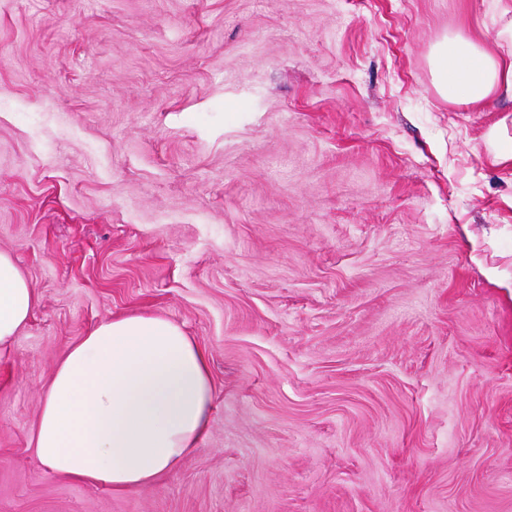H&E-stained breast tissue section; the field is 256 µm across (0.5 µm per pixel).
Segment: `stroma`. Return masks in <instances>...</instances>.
<instances>
[{
	"label": "stroma",
	"mask_w": 512,
	"mask_h": 512,
	"mask_svg": "<svg viewBox=\"0 0 512 512\" xmlns=\"http://www.w3.org/2000/svg\"><path fill=\"white\" fill-rule=\"evenodd\" d=\"M494 0H0V512H512V109L435 89ZM205 351L197 451L64 479L43 393L97 323ZM506 118L502 119L489 132V141L497 147L494 159L499 162L512 161V137L506 132ZM39 300L13 254L0 250V348L28 323Z\"/></svg>",
	"instance_id": "1"
}]
</instances>
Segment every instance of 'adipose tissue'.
I'll return each mask as SVG.
<instances>
[{
	"mask_svg": "<svg viewBox=\"0 0 512 512\" xmlns=\"http://www.w3.org/2000/svg\"><path fill=\"white\" fill-rule=\"evenodd\" d=\"M495 4L493 46L462 32L435 45L436 89L450 102L512 101V0ZM38 303L13 254L0 250V346L13 341ZM213 399L208 358L179 325L160 314L113 317L58 361L34 451L61 477L145 489L198 448Z\"/></svg>",
	"mask_w": 512,
	"mask_h": 512,
	"instance_id": "adipose-tissue-1",
	"label": "adipose tissue"
}]
</instances>
